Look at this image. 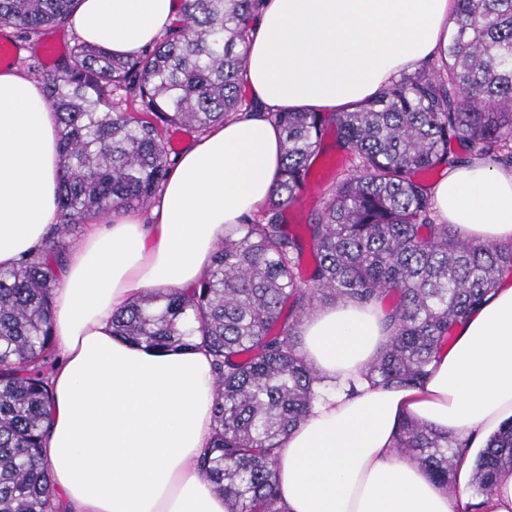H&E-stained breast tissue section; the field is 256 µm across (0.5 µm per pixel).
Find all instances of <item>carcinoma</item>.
Instances as JSON below:
<instances>
[{
	"mask_svg": "<svg viewBox=\"0 0 512 512\" xmlns=\"http://www.w3.org/2000/svg\"><path fill=\"white\" fill-rule=\"evenodd\" d=\"M78 0H0V27L34 34L71 22ZM264 0H182L181 19L136 58L75 38L41 75L59 128L56 221L35 255L0 270V512H59L43 457L51 414L55 265L75 228L160 198L172 165L165 130L203 135L237 116L249 22ZM448 49L351 112H273L283 134L279 178L260 214L224 234L198 285L168 289L112 316L114 333L159 350H206L215 374L213 434L198 466L233 512H285L277 466L310 412L316 371L299 353L316 311L394 295L391 335L367 365L374 385H418L454 331L503 278L512 243L476 244L437 223L420 175L470 156L512 163V0H455ZM124 91L140 105L123 107ZM336 170L317 217L295 233L284 213L310 182L323 140ZM456 442L413 420L395 451L448 488ZM512 470V424L477 463V493Z\"/></svg>",
	"mask_w": 512,
	"mask_h": 512,
	"instance_id": "1",
	"label": "carcinoma"
}]
</instances>
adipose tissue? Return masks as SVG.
<instances>
[{
	"mask_svg": "<svg viewBox=\"0 0 512 512\" xmlns=\"http://www.w3.org/2000/svg\"><path fill=\"white\" fill-rule=\"evenodd\" d=\"M453 10L454 0H266L245 46L257 109L177 157L150 223L133 212L90 221L52 293L60 362L43 453L63 512H231L197 468L212 436L210 356L131 343L114 335L112 316L147 291L198 284L225 230L266 203L282 162L270 113L345 112L375 96L447 48ZM178 11V0H80L73 22L85 42L132 58ZM59 167L41 81L0 70V268L42 248ZM432 196L473 240L512 242V167L449 168ZM301 330L321 396L280 456L288 512H512V471L473 492L476 454L512 420V281L458 324L416 386L361 380L390 336L376 308L327 307ZM349 378L352 396L336 388ZM408 418L459 441L453 488L396 454Z\"/></svg>",
	"mask_w": 512,
	"mask_h": 512,
	"instance_id": "obj_1",
	"label": "adipose tissue"
}]
</instances>
